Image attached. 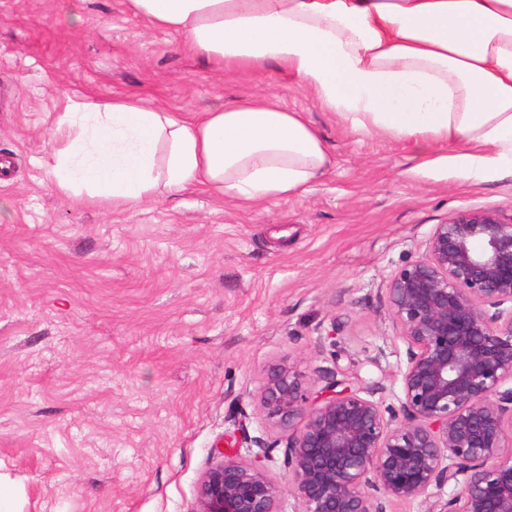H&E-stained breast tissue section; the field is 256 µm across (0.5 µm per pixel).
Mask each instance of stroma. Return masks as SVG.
Returning <instances> with one entry per match:
<instances>
[{
	"instance_id": "obj_1",
	"label": "stroma",
	"mask_w": 512,
	"mask_h": 512,
	"mask_svg": "<svg viewBox=\"0 0 512 512\" xmlns=\"http://www.w3.org/2000/svg\"><path fill=\"white\" fill-rule=\"evenodd\" d=\"M260 92L307 112L334 163L243 210L156 189L137 207L68 196L58 116L131 97L184 116ZM0 484L14 512H194L197 486L277 429L275 366L339 367L389 404L406 347L385 288L457 211L512 217V176L418 166L410 143L340 123L278 67L227 70L129 0H0ZM384 348L380 364L371 359Z\"/></svg>"
}]
</instances>
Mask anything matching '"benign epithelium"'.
Wrapping results in <instances>:
<instances>
[{
  "label": "benign epithelium",
  "instance_id": "benign-epithelium-1",
  "mask_svg": "<svg viewBox=\"0 0 512 512\" xmlns=\"http://www.w3.org/2000/svg\"><path fill=\"white\" fill-rule=\"evenodd\" d=\"M385 291L406 346L397 404L358 374L274 369L260 404L279 434L239 424L253 460L211 462L193 512H281L283 488L263 464L277 448L299 512H512V219L451 214Z\"/></svg>",
  "mask_w": 512,
  "mask_h": 512
}]
</instances>
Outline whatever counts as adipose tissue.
<instances>
[{
    "label": "adipose tissue",
    "instance_id": "adipose-tissue-1",
    "mask_svg": "<svg viewBox=\"0 0 512 512\" xmlns=\"http://www.w3.org/2000/svg\"><path fill=\"white\" fill-rule=\"evenodd\" d=\"M225 68L273 64L353 130L449 149L481 180L512 173V0H129ZM57 188L138 206L157 186L241 207L301 195L332 160L306 113L257 95L182 119L130 98L59 121Z\"/></svg>",
    "mask_w": 512,
    "mask_h": 512
}]
</instances>
